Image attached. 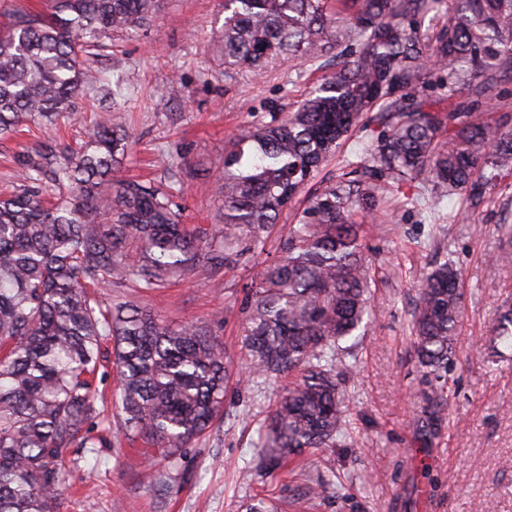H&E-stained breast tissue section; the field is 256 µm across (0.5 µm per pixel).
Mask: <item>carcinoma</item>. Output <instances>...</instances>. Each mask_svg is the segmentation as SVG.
I'll list each match as a JSON object with an SVG mask.
<instances>
[{"instance_id": "1", "label": "carcinoma", "mask_w": 512, "mask_h": 512, "mask_svg": "<svg viewBox=\"0 0 512 512\" xmlns=\"http://www.w3.org/2000/svg\"><path fill=\"white\" fill-rule=\"evenodd\" d=\"M0 15V135L52 126L104 79L91 58L101 38L147 36L163 0H46ZM224 70L262 71L279 57L315 63L336 53V74L297 108L232 142L219 175L224 218L182 223L173 187L118 177L134 138L122 114L85 127L63 156L38 141L22 179L0 196V512H57L63 464L77 448L140 442L175 463L222 416L234 358L201 322L171 326L94 288L133 283L143 293L197 268L234 267L264 250L266 233L322 167L372 121L357 161L310 194L281 255L246 293L244 347L251 378L288 380L259 427L268 473L348 431L340 342L366 331L372 277L358 218L381 208L380 182H419L440 198L482 193L512 173V128L474 110L512 79V0H224ZM442 20L435 29L425 21ZM448 111L405 106L398 93L432 82ZM446 136V145L439 138ZM412 333L426 377L425 413L447 407L444 377L463 317L448 260L416 285ZM494 335L512 343V309ZM112 343L115 419L97 406L96 370ZM245 512H278L253 498Z\"/></svg>"}]
</instances>
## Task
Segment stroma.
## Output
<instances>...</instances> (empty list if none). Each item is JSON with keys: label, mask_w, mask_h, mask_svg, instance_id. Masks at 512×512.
Here are the masks:
<instances>
[{"label": "stroma", "mask_w": 512, "mask_h": 512, "mask_svg": "<svg viewBox=\"0 0 512 512\" xmlns=\"http://www.w3.org/2000/svg\"><path fill=\"white\" fill-rule=\"evenodd\" d=\"M222 0H167L148 36L113 34L123 74L133 90L119 106L135 139L121 173L143 179L182 180L177 202L190 226L219 223L223 213L217 174L230 141L256 122L282 118L332 75L293 60L271 62L262 74L225 70L216 48ZM110 51L95 64L111 72ZM180 95L167 91L171 80ZM30 137H0V190L17 183ZM180 155L191 169L168 167ZM383 214L365 223L373 322L342 378L350 394L349 433L339 446L307 455L303 475L284 465L274 476L256 470V428L274 409L282 383L247 386L229 381L224 418L206 438L192 441L177 463H147L128 445L81 448L65 464L58 512H240L255 496L288 507L307 499L306 512H512V346L492 340L496 315L512 308V175L478 201L388 183ZM280 252L272 232L263 253L232 269H197L148 295L125 285L106 288L104 300L139 301L169 324L197 321L234 351L243 364L245 288ZM460 272L463 317L448 364V410L438 430L422 428L425 387L410 334L414 286L437 262ZM159 471L147 487L139 474ZM333 482L319 498L309 486Z\"/></svg>", "instance_id": "1"}]
</instances>
